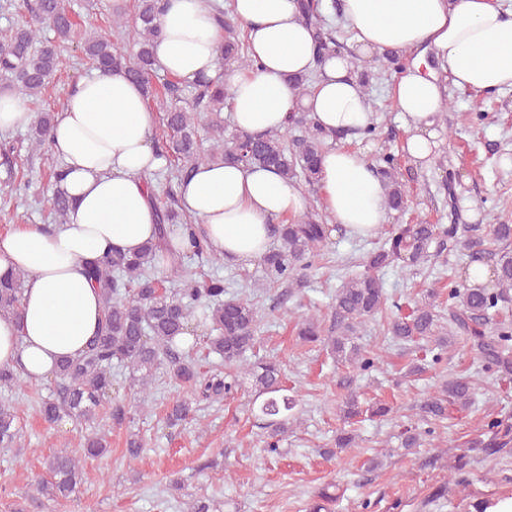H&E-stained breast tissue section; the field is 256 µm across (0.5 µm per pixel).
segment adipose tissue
I'll list each match as a JSON object with an SVG mask.
<instances>
[{"mask_svg":"<svg viewBox=\"0 0 512 512\" xmlns=\"http://www.w3.org/2000/svg\"><path fill=\"white\" fill-rule=\"evenodd\" d=\"M212 2L166 0L154 55L164 73L186 81L221 75L234 123L249 134L282 130L301 110L328 134L364 132L371 114L350 74L355 54L408 57L390 95L410 130L405 149L418 162L434 152L449 88H512V5L504 0H342L354 52L319 64L296 0H231L255 62L249 70L221 69ZM313 71L311 88L294 92L291 79ZM155 122L142 84L122 70L85 76L57 111L50 146L72 207L52 229L16 224L0 233V274H27L20 316H0V366L36 382L51 378L62 357L80 354L98 333L101 296L83 267L110 251L136 254L155 238L158 205L147 178L165 165L151 140ZM321 193L325 210L352 235H376L386 222L385 183L358 150L323 153ZM177 198L209 249L242 266L267 253L275 220L306 207L304 192L276 171L221 159L197 167Z\"/></svg>","mask_w":512,"mask_h":512,"instance_id":"ef3b65f1","label":"adipose tissue"}]
</instances>
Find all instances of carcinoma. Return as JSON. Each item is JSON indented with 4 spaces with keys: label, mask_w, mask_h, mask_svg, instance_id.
Listing matches in <instances>:
<instances>
[{
    "label": "carcinoma",
    "mask_w": 512,
    "mask_h": 512,
    "mask_svg": "<svg viewBox=\"0 0 512 512\" xmlns=\"http://www.w3.org/2000/svg\"><path fill=\"white\" fill-rule=\"evenodd\" d=\"M165 0H138L134 32L127 29L125 5H112V26L107 32L79 31L69 0H24L28 18L10 33L0 38V76L21 98L33 100L43 94L54 73L62 64L57 43H77L92 67L102 72L122 69L146 87L148 101L162 112L163 134L154 143L163 157L171 162V177L179 182L194 169L217 158H232L245 165L275 169L284 179L311 190L320 187L322 154L328 146V134L323 132L305 112H294L282 131L263 135L239 133L224 139L221 118L229 96L217 78L201 77L192 82L195 93L191 101L185 98V82L164 78L163 96L153 90L157 72L154 43L160 34L158 16ZM301 19L313 30L317 61L330 55V45L336 39L328 32L330 24L322 10L321 0H300ZM215 19L224 31L221 51L222 65L250 68L253 60L245 39L240 37L231 9L215 5ZM55 33L56 41L42 39V25ZM133 36L137 51L125 54L117 42ZM213 115L208 126L209 146L200 147L196 114ZM54 115L41 112L31 125L28 149L41 151L50 147V132ZM380 173L387 186V207L396 212L408 206V195L394 157L383 155ZM55 216L66 221L69 200L57 192L51 199ZM160 232L170 224H183L191 231L193 249L187 254L171 256L161 267L157 253L160 243L148 242L139 253L127 255L114 252L103 259L85 265V274L101 292L103 321L100 333L79 357L64 359L55 373L57 398H39L40 413L54 423L61 414L93 422L104 411L115 424L130 418L126 406L112 401V367L131 370L130 387L141 394L163 371L180 386L192 390L194 398L173 401L165 420L175 426L186 420L202 401L220 402L236 393L245 384L251 385L254 398L252 410L265 421L267 436L265 451L277 454L282 435L288 431L290 411L296 399L283 385L282 368L276 357L268 356L251 362L252 351L261 332L255 304L244 298L224 296V280L203 274L190 267L185 259L198 260L199 266L216 265L222 257L211 252L192 225L168 203L161 204ZM480 224H394L384 233L378 247L370 254L367 271L343 283L336 292L332 316L336 335L322 334L319 319L313 315L302 318L298 330L299 342L326 351L336 363L348 364L360 372L373 370L381 354L368 352L357 343L359 326L374 320L386 310L388 298L379 272L387 267L402 265L419 267L440 257L448 241H463L471 250L474 262L487 259L494 263L496 287L471 285L468 281L448 282V314L437 310L432 302L437 292L427 293L430 301L415 306L406 314L391 318L383 329V341L414 345L423 351L412 371L435 366L448 360L446 347L460 343L482 369L497 380L498 391L512 386V318L498 317L499 310L512 301V224H495L489 236L480 235ZM278 245L269 251L263 262L271 284L297 282L303 271L314 268L323 259V248L329 241V227L318 214L305 212L291 222L279 224L274 230ZM26 275L13 272L0 278V314H20ZM177 282L178 288L168 284ZM209 325L205 348L224 361V371H205L192 356L194 347L182 346L197 309ZM32 384L21 372L0 368V390L13 391ZM476 388L467 376L448 374L440 391L420 404L422 422L427 427L407 423L398 433L400 447L418 448L422 437L435 433V424L465 411L475 403ZM390 408L374 403L360 406L355 394L339 405L343 423L352 425L362 416L370 418L388 415ZM23 429L17 410L0 401V450L9 451L21 444ZM107 448V441L98 435L84 439L81 453L66 450L54 454L47 463L49 478L38 483L42 496L69 497L79 484L81 458H95ZM512 449V415L494 418L486 429L467 442V451L483 458Z\"/></svg>",
    "instance_id": "1"
}]
</instances>
